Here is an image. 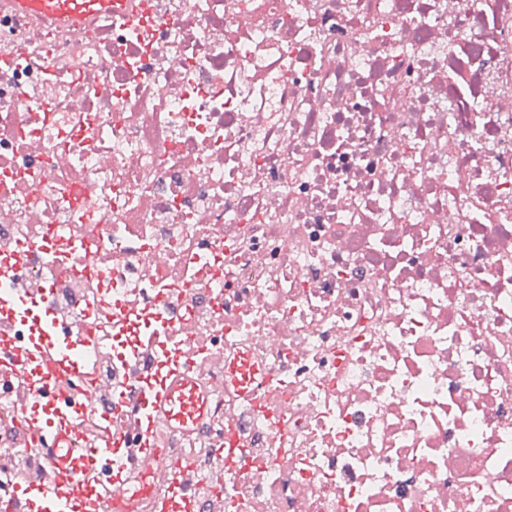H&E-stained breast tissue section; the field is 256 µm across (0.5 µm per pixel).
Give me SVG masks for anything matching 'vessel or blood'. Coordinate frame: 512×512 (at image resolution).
Listing matches in <instances>:
<instances>
[{
    "mask_svg": "<svg viewBox=\"0 0 512 512\" xmlns=\"http://www.w3.org/2000/svg\"><path fill=\"white\" fill-rule=\"evenodd\" d=\"M17 2L76 26L95 13L124 12L127 4V0ZM0 300L17 303V319L28 322L32 330L27 358L15 364L13 378L27 389V398L20 404L29 425L26 452L40 461L41 470L37 481L16 488L19 504L23 512H104L115 489L134 486L141 474L111 462V436L89 433L78 437L75 414L55 406L54 395L73 393L89 374L72 337L59 335L54 307L44 299H28L1 285ZM139 401L151 420L181 430L196 425L207 409L198 380L177 365L164 379L146 383Z\"/></svg>",
    "mask_w": 512,
    "mask_h": 512,
    "instance_id": "1",
    "label": "vessel or blood"
}]
</instances>
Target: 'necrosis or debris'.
I'll list each match as a JSON object with an SVG mask.
<instances>
[{
  "label": "necrosis or debris",
  "mask_w": 512,
  "mask_h": 512,
  "mask_svg": "<svg viewBox=\"0 0 512 512\" xmlns=\"http://www.w3.org/2000/svg\"><path fill=\"white\" fill-rule=\"evenodd\" d=\"M131 7L0 0V271L94 391L208 393L152 458L96 420L144 475L112 512H512V0ZM28 334L0 313V512ZM24 8L34 9L47 16L63 19L79 26L95 13L120 12L126 14L127 0H17Z\"/></svg>",
  "instance_id": "4bbe7bcc"
}]
</instances>
